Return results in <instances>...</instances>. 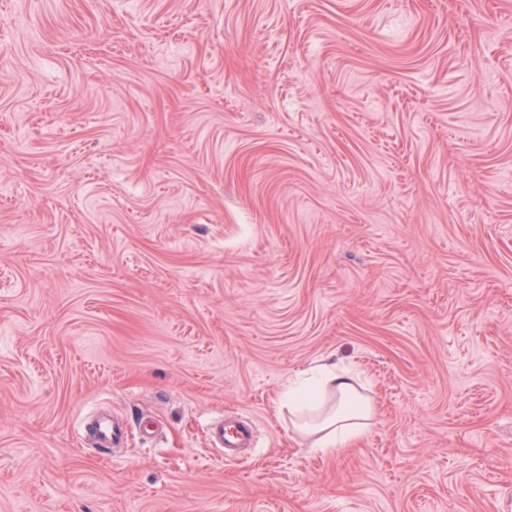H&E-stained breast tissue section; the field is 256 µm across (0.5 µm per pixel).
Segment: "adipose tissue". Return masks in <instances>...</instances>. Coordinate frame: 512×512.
<instances>
[{
	"mask_svg": "<svg viewBox=\"0 0 512 512\" xmlns=\"http://www.w3.org/2000/svg\"><path fill=\"white\" fill-rule=\"evenodd\" d=\"M328 392L335 397L336 404L323 412L319 406ZM288 404L296 412L318 409V416L307 422L305 428L315 434V447L323 450L351 445L367 432L374 414L371 401L357 389L352 369L338 370L332 366L323 367L318 386L300 384L289 388Z\"/></svg>",
	"mask_w": 512,
	"mask_h": 512,
	"instance_id": "obj_1",
	"label": "adipose tissue"
}]
</instances>
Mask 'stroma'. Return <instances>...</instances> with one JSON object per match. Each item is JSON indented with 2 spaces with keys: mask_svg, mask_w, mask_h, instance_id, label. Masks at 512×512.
Wrapping results in <instances>:
<instances>
[{
  "mask_svg": "<svg viewBox=\"0 0 512 512\" xmlns=\"http://www.w3.org/2000/svg\"><path fill=\"white\" fill-rule=\"evenodd\" d=\"M0 512H512V0H0ZM327 391L336 397V406L306 422L304 427L318 435L311 448H346L367 432L374 414L371 401L358 392L352 369L336 371V365L322 366L318 388L306 384L292 386L287 394L288 404L294 412L319 408ZM128 423L116 418L95 417L88 425V436L93 446L105 454L112 451V447L121 444L128 433ZM205 432L211 447L224 459L232 460L238 456L240 448H251L254 440V423H227L224 422V417H221L210 422Z\"/></svg>",
  "mask_w": 512,
  "mask_h": 512,
  "instance_id": "35a3bbf8",
  "label": "stroma"
}]
</instances>
